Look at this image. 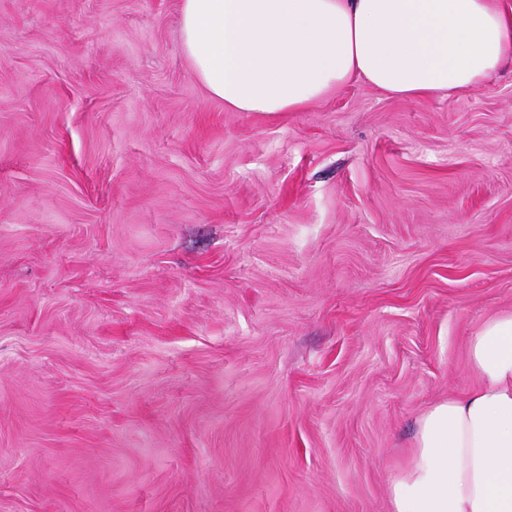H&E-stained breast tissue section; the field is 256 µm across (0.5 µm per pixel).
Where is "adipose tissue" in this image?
Listing matches in <instances>:
<instances>
[{"label":"adipose tissue","mask_w":512,"mask_h":512,"mask_svg":"<svg viewBox=\"0 0 512 512\" xmlns=\"http://www.w3.org/2000/svg\"><path fill=\"white\" fill-rule=\"evenodd\" d=\"M185 55L235 112H298L354 81L399 98L453 96L512 65L501 0H181ZM472 392L418 420L393 512H512V314L488 320Z\"/></svg>","instance_id":"1"}]
</instances>
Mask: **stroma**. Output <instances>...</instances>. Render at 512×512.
<instances>
[{
	"mask_svg": "<svg viewBox=\"0 0 512 512\" xmlns=\"http://www.w3.org/2000/svg\"><path fill=\"white\" fill-rule=\"evenodd\" d=\"M512 314V67L235 112L180 0H0V512H392Z\"/></svg>",
	"mask_w": 512,
	"mask_h": 512,
	"instance_id": "1",
	"label": "stroma"
}]
</instances>
